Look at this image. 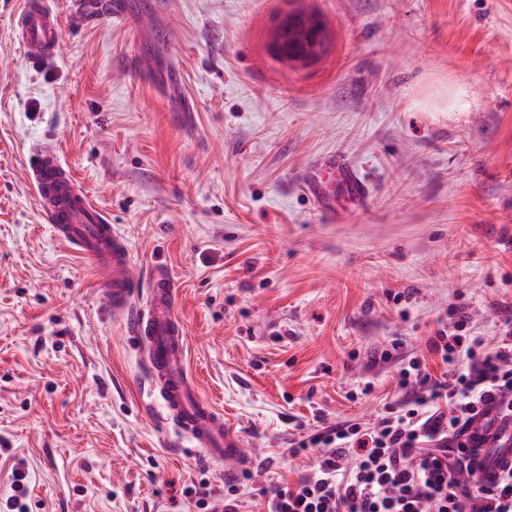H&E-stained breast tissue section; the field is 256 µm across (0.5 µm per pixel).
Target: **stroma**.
<instances>
[{"mask_svg":"<svg viewBox=\"0 0 512 512\" xmlns=\"http://www.w3.org/2000/svg\"><path fill=\"white\" fill-rule=\"evenodd\" d=\"M51 2L60 56L33 69L23 0H0V512H200L224 492L44 223L31 145L111 214L134 273L168 271L187 369L250 456L246 512L315 468L314 434L399 400L401 359L443 373L427 340L451 308L489 339L512 314V0H126L125 22ZM295 8L330 43L307 69L267 50ZM335 152L371 196L332 220L297 176Z\"/></svg>","mask_w":512,"mask_h":512,"instance_id":"35a3bbf8","label":"stroma"}]
</instances>
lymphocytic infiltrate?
Returning <instances> with one entry per match:
<instances>
[{"label":"lymphocytic infiltrate","instance_id":"f902f5d3","mask_svg":"<svg viewBox=\"0 0 512 512\" xmlns=\"http://www.w3.org/2000/svg\"><path fill=\"white\" fill-rule=\"evenodd\" d=\"M427 348L446 366L437 377L410 359L398 372L404 399L372 425L336 423L310 439L318 463L275 486L263 512H512V470L487 485L470 451L512 441V315L493 342L456 313ZM482 421L483 432L472 431Z\"/></svg>","mask_w":512,"mask_h":512}]
</instances>
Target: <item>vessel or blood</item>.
<instances>
[{
    "label": "vessel or blood",
    "mask_w": 512,
    "mask_h": 512,
    "mask_svg": "<svg viewBox=\"0 0 512 512\" xmlns=\"http://www.w3.org/2000/svg\"><path fill=\"white\" fill-rule=\"evenodd\" d=\"M61 26L49 0H25L15 38L30 67L43 69L55 61ZM30 175L42 217L55 237L87 260L110 288L112 312L128 324L132 340L148 369V395L158 400L166 420L193 439L207 457L223 462L229 472L247 466L241 434L198 390L188 373L184 328L174 309L173 282L160 266L149 273L145 301H138V281L123 239L112 218L81 192L59 154L40 147L30 151ZM303 194L315 208L335 216L334 200L343 196L366 205L370 187L355 165L341 153L325 155L300 175ZM512 465V449L480 453L475 468L484 481H494Z\"/></svg>",
    "instance_id": "b4317fda"
}]
</instances>
